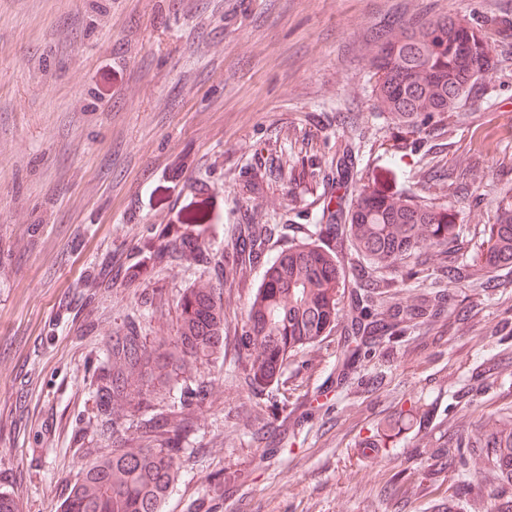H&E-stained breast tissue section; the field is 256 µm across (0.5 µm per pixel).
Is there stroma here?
<instances>
[{"label":"stroma","mask_w":512,"mask_h":512,"mask_svg":"<svg viewBox=\"0 0 512 512\" xmlns=\"http://www.w3.org/2000/svg\"><path fill=\"white\" fill-rule=\"evenodd\" d=\"M512 15V0H0V492L56 512L95 456L112 450L96 389L115 334L172 340L185 288L224 291V355L190 361L150 412L191 399L194 430L163 512H506L512 486L491 454L437 463L444 429L512 414L484 373L512 357L496 332L504 292L464 283L483 320L463 336L402 337L391 364L361 357L336 383L335 337L293 353L287 408L244 380L237 338L262 269L232 286L220 261L234 225L261 217L270 250L333 214L336 159L359 148L351 189L412 193L494 223L512 191V40L450 120L422 132L373 107L371 42L401 18ZM481 158L465 199L429 177ZM209 261L176 256L126 276L145 241L189 219ZM112 266V285L95 279ZM384 372L380 387L368 378ZM376 436L374 454L361 441Z\"/></svg>","instance_id":"stroma-1"}]
</instances>
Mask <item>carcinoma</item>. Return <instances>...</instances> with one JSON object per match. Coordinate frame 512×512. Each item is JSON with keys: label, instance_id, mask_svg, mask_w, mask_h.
Masks as SVG:
<instances>
[{"label": "carcinoma", "instance_id": "carcinoma-1", "mask_svg": "<svg viewBox=\"0 0 512 512\" xmlns=\"http://www.w3.org/2000/svg\"><path fill=\"white\" fill-rule=\"evenodd\" d=\"M492 37L464 16L420 17L401 21L377 38L372 65L376 108L398 122L413 125L433 116L451 115L468 97L478 76L492 63ZM358 151L348 145L336 162V181H348ZM444 205L409 196L363 188L336 210L334 224L314 225V234L347 239L354 251L348 275H341V256L312 242L267 248L269 225L241 224L233 252L224 258V278L260 263L261 282L249 301L240 344L247 354V385L255 392L271 381L285 384L283 368L290 355L335 335L336 384L367 351L383 340L448 321V294L422 290L409 304L379 309L387 288L410 287L408 281L436 248L439 282L451 287L478 282L482 291L501 287L497 272L512 268V201L503 199L493 224L455 225ZM203 224L169 226L162 235L174 240L182 255L204 259L198 239ZM132 277L147 275L166 262L170 251L145 242ZM394 260L400 276L381 278L375 268ZM347 302L349 317L338 319ZM174 341L147 346L133 327L112 337L99 387L105 424L112 434V453L95 457L69 489L60 512H162L180 475L179 444L193 426L186 403L179 423L146 412L156 386H171L189 360L224 351V298L218 288L184 290L178 304ZM481 309L456 308L455 330L462 333ZM138 442L130 450L129 439ZM444 454L463 448H490L504 482L512 481V422L503 418L486 429L463 435L448 433Z\"/></svg>", "mask_w": 512, "mask_h": 512}]
</instances>
